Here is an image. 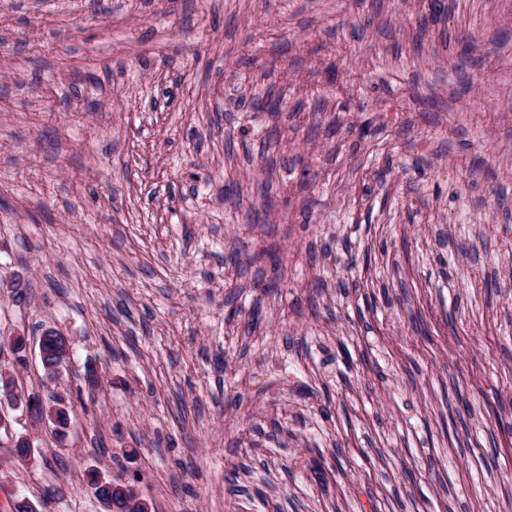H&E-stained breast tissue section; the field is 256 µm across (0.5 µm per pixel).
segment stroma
<instances>
[{"label":"stroma","instance_id":"35a3bbf8","mask_svg":"<svg viewBox=\"0 0 512 512\" xmlns=\"http://www.w3.org/2000/svg\"><path fill=\"white\" fill-rule=\"evenodd\" d=\"M45 328L59 381L0 365L71 424L0 436V512H512V0H0ZM89 474L91 477V484L95 489V494L97 495V493L101 491V494L104 497L111 499L113 512H142V507L137 502L136 498L144 506V512L151 511L150 504L145 499L142 500L139 497L140 495L131 486H127L128 484L121 483L119 486L113 484L112 489H110L106 486V483L102 481V478L97 471L92 470ZM118 489L124 492L125 495H127L128 492H131L136 498L132 494L125 497L118 491H112Z\"/></svg>","mask_w":512,"mask_h":512}]
</instances>
